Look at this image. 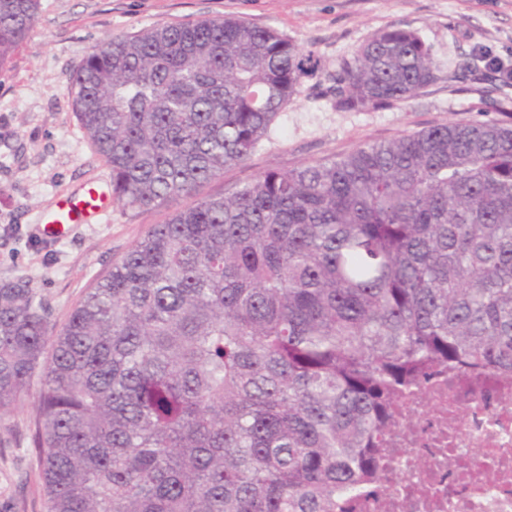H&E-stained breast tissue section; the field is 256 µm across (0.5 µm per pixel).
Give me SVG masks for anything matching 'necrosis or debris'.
Masks as SVG:
<instances>
[{
	"instance_id": "4bbe7bcc",
	"label": "necrosis or debris",
	"mask_w": 512,
	"mask_h": 512,
	"mask_svg": "<svg viewBox=\"0 0 512 512\" xmlns=\"http://www.w3.org/2000/svg\"><path fill=\"white\" fill-rule=\"evenodd\" d=\"M353 512H512V374H442L406 394Z\"/></svg>"
}]
</instances>
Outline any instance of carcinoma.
<instances>
[{
    "label": "carcinoma",
    "mask_w": 512,
    "mask_h": 512,
    "mask_svg": "<svg viewBox=\"0 0 512 512\" xmlns=\"http://www.w3.org/2000/svg\"><path fill=\"white\" fill-rule=\"evenodd\" d=\"M38 7L0 0V66ZM317 67L229 16L115 36L70 76L112 200L189 204L58 332L32 289L0 284V420L41 375L46 512H346L400 395L445 367L512 369L511 126L438 125L196 197ZM438 79L389 27L325 93L361 112Z\"/></svg>",
    "instance_id": "carcinoma-1"
}]
</instances>
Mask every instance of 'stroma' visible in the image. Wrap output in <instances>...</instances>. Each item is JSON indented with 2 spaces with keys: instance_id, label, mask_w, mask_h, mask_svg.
<instances>
[{
  "instance_id": "1",
  "label": "stroma",
  "mask_w": 512,
  "mask_h": 512,
  "mask_svg": "<svg viewBox=\"0 0 512 512\" xmlns=\"http://www.w3.org/2000/svg\"><path fill=\"white\" fill-rule=\"evenodd\" d=\"M234 16L273 29L315 51L322 71L271 124L245 165L204 183L199 196L228 194L265 170L287 171L364 143L450 123L512 126V86L475 74L452 80L459 64L487 51L512 63V0H39L29 39L0 68V283L22 282L61 329L87 288L107 275L150 229L185 199L145 209L112 206L97 221L46 238V214L93 180L111 182L72 106L68 78L91 46L166 23ZM415 31L439 69L412 99L365 112L337 110L322 89L372 32ZM40 385L0 421V512H45V491L31 452L29 416Z\"/></svg>"
}]
</instances>
